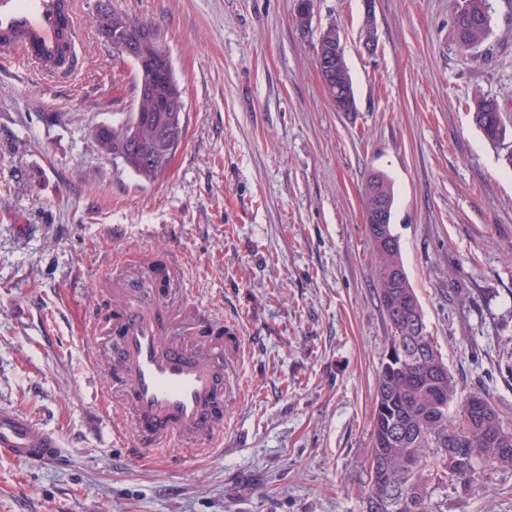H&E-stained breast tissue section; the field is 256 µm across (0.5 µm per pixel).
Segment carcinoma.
I'll return each mask as SVG.
<instances>
[{"mask_svg":"<svg viewBox=\"0 0 512 512\" xmlns=\"http://www.w3.org/2000/svg\"><path fill=\"white\" fill-rule=\"evenodd\" d=\"M95 23L102 37L122 52L129 31L148 29L154 35L157 60L149 72L134 68L138 96L132 116L118 127L99 125L97 150L121 160L140 180L151 183L168 169L185 137L183 112H168L169 103L185 100L163 37L148 21L115 8L99 10ZM488 0H464L454 15L461 48L482 44L491 31ZM336 25L321 30L316 44V68L324 89L339 112L356 111L354 85L345 56H336ZM473 120L493 146L505 140L502 105L481 92L474 95ZM365 209L375 212L378 198L384 213L366 225L375 249L377 296L390 329L376 377L366 473L376 469L381 484L366 482L362 512H436L433 486L448 479L463 490L486 471H512V428L504 426L497 409L480 393L458 398L424 313L405 272L399 237L391 224L393 187L382 172L367 179Z\"/></svg>","mask_w":512,"mask_h":512,"instance_id":"obj_1","label":"carcinoma"}]
</instances>
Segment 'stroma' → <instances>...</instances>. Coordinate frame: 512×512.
<instances>
[{"label": "stroma", "instance_id": "35a3bbf8", "mask_svg": "<svg viewBox=\"0 0 512 512\" xmlns=\"http://www.w3.org/2000/svg\"><path fill=\"white\" fill-rule=\"evenodd\" d=\"M458 0H112L162 34L185 89L186 136L147 183L102 156L94 130L137 103L134 68L79 0L87 59L44 82L0 65V407L59 431L71 462L0 460V512H361L374 386L388 327L376 299L363 188L381 171L405 272L459 397L512 425V168L472 119L475 92L505 109L512 146V0L461 51ZM336 24L357 109L318 76ZM56 112L55 125L44 113ZM178 253L174 295L244 337L242 398L224 449L138 450L114 415L112 290L142 256ZM436 512H512V471L469 492L447 481Z\"/></svg>", "mask_w": 512, "mask_h": 512}]
</instances>
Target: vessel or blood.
Here are the masks:
<instances>
[{
	"instance_id": "1",
	"label": "vessel or blood",
	"mask_w": 512,
	"mask_h": 512,
	"mask_svg": "<svg viewBox=\"0 0 512 512\" xmlns=\"http://www.w3.org/2000/svg\"><path fill=\"white\" fill-rule=\"evenodd\" d=\"M78 26L77 0H0V59L58 74L60 56L72 64L81 61ZM182 276V267L171 260L161 272L146 271L144 285L160 291ZM113 284L112 402L130 417L142 451L173 442L221 448L224 380L241 354V340L216 339L196 352L171 342L164 336L171 325L168 308L136 300L134 283L117 278ZM66 456L58 434L20 411L0 408V459L48 464Z\"/></svg>"
}]
</instances>
